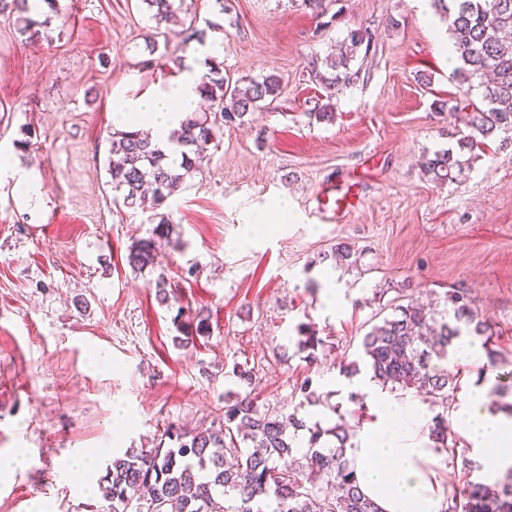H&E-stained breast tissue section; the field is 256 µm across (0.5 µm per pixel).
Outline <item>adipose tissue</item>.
<instances>
[{
	"label": "adipose tissue",
	"mask_w": 512,
	"mask_h": 512,
	"mask_svg": "<svg viewBox=\"0 0 512 512\" xmlns=\"http://www.w3.org/2000/svg\"><path fill=\"white\" fill-rule=\"evenodd\" d=\"M201 69L188 63L165 85L135 96L112 99V110L133 128L148 129L154 144L169 155L171 163L181 157L169 141L185 116L195 111ZM490 382L465 389L455 411V424L465 435L472 455L479 458L488 475L512 466V417L494 411ZM382 425L358 430L348 454L353 458L364 492L382 512H443L448 505L446 490L430 479L427 467L436 463L438 452L423 430L428 420L418 402L377 394Z\"/></svg>",
	"instance_id": "obj_1"
}]
</instances>
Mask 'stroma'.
<instances>
[{
    "instance_id": "stroma-1",
    "label": "stroma",
    "mask_w": 512,
    "mask_h": 512,
    "mask_svg": "<svg viewBox=\"0 0 512 512\" xmlns=\"http://www.w3.org/2000/svg\"><path fill=\"white\" fill-rule=\"evenodd\" d=\"M429 0H330L326 17L300 0H184L166 41L148 53L154 23L141 0H62L38 46L15 17L0 16V152L40 188L27 205L0 176V454L23 451L25 468L0 477V512H108L99 482L113 454L151 444L169 424L209 423L235 389L233 363L256 366L261 407L307 423L370 424L376 408L354 395L343 365L408 291L442 302L469 289L512 370V145L492 137L461 182L437 185L424 158L455 145L461 89L438 48L448 28L418 18ZM202 30L220 44L231 80L276 75L262 111L225 125L200 171L160 209L116 203L105 171L120 127L112 95L139 94L179 74ZM372 35L358 77L329 91L308 63L350 31ZM332 103L333 121L318 120ZM27 148H19V141ZM353 173L363 208L321 224L316 190ZM287 202L280 233L240 244L245 224ZM177 226L160 255L178 309L210 316L211 333L179 347L176 309L161 306L152 272L133 271L128 248L148 238L155 213ZM350 243L356 266L327 260ZM338 291L327 308L328 285ZM308 324L326 342L316 360L295 346ZM312 378L319 402L296 409L294 388ZM436 476L458 496L467 439L448 432Z\"/></svg>"
}]
</instances>
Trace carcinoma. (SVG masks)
<instances>
[{"label": "carcinoma", "mask_w": 512, "mask_h": 512, "mask_svg": "<svg viewBox=\"0 0 512 512\" xmlns=\"http://www.w3.org/2000/svg\"><path fill=\"white\" fill-rule=\"evenodd\" d=\"M156 26L168 21L176 0H141ZM431 7L448 23L454 51L462 65L453 76L468 85L457 104L466 131L459 132V151L469 157L459 159L451 149L439 151L424 162V170L437 184L457 183L464 170L477 158L476 150L485 141L505 133L512 135V0H431ZM17 15L19 31L35 42L40 28L51 23L49 14H40L29 0H0V15ZM44 19H39V16ZM367 32L353 31L335 53L315 60L310 76L329 87L353 82L357 72L350 68L360 48H370ZM201 97L210 103L208 112H192L170 141L180 150L181 162L173 168L167 155L137 131L112 133L107 173L115 199L127 208L142 202L144 187L151 185L157 203H163L181 186L185 178L201 166L206 146L214 141L226 123L266 106L277 96L280 81L273 75L251 78L242 87L224 76L223 64L204 60ZM477 90L479 100L471 98ZM175 225L161 215L151 237L131 245L126 256L132 270H155L159 265L157 242L172 240ZM356 251L339 242L331 257L347 266L357 263ZM159 304L171 306L174 290L164 274L154 280ZM444 302L452 316L436 318L433 308L413 297L392 309V316L373 325L361 339V348L372 378L392 390L416 389L441 406L429 426V436L448 449V409L450 392L457 375L430 369L432 359L448 358L449 348L463 336L482 340L491 364L500 358L499 348L489 334L488 319L472 304L466 288L445 293ZM175 338L180 347L194 343L197 336L210 335L209 316L200 312L181 323ZM298 350L316 359L322 338L308 326H298ZM231 374L246 387L254 384L256 372L248 363H236ZM307 378L295 387L300 401L292 413L262 410L251 392L229 391L224 407L208 426L190 431L169 425L160 441L150 448H128L107 464L99 484L111 512H264L267 498L275 504L272 512H381L359 484L353 461L348 458L349 435L337 423L324 429L307 425L299 410L312 402L315 391ZM309 434L302 453L305 465L295 469L288 460L297 451L299 431ZM173 445H165V441ZM249 448H241V444ZM464 503L451 498L445 512H512V467L494 484L469 481L463 492Z\"/></svg>", "instance_id": "1"}]
</instances>
